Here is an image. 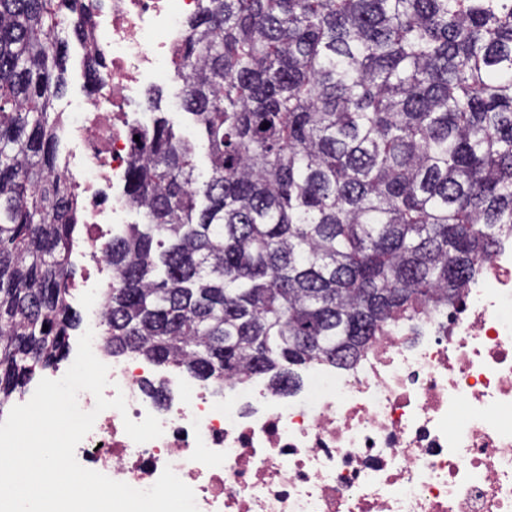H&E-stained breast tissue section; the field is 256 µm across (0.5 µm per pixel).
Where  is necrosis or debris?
<instances>
[{
    "label": "necrosis or debris",
    "mask_w": 512,
    "mask_h": 512,
    "mask_svg": "<svg viewBox=\"0 0 512 512\" xmlns=\"http://www.w3.org/2000/svg\"><path fill=\"white\" fill-rule=\"evenodd\" d=\"M88 3L106 60L99 90L57 109L93 269L70 295L97 334L105 244L126 221L124 179L142 148L141 94L165 79L199 0ZM107 365L104 395L124 394L127 410L98 413L77 462L140 490L172 468L198 512H512V236L454 305L397 317L353 366H309L289 394L260 375L219 388L135 354ZM149 414L163 434L135 443L124 422Z\"/></svg>",
    "instance_id": "obj_1"
}]
</instances>
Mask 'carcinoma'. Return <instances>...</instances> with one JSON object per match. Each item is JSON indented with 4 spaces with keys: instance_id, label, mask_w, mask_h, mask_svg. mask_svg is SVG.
Listing matches in <instances>:
<instances>
[{
    "instance_id": "1",
    "label": "carcinoma",
    "mask_w": 512,
    "mask_h": 512,
    "mask_svg": "<svg viewBox=\"0 0 512 512\" xmlns=\"http://www.w3.org/2000/svg\"><path fill=\"white\" fill-rule=\"evenodd\" d=\"M129 166L106 353L290 392L396 316L454 304L512 235V0H200ZM86 0H0V404L65 357L77 198L55 102ZM48 330H43V326Z\"/></svg>"
}]
</instances>
